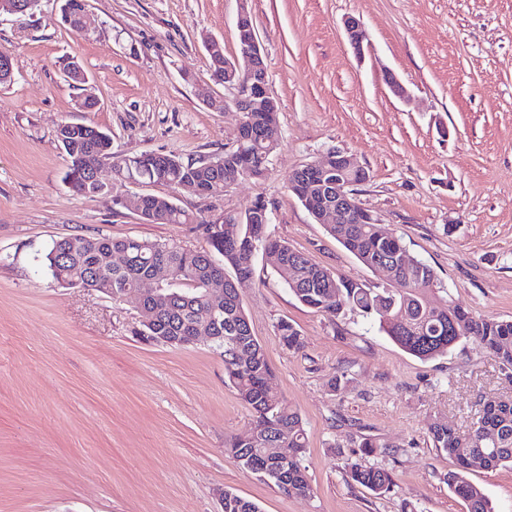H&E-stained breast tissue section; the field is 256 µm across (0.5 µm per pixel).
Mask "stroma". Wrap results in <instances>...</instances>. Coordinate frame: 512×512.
Wrapping results in <instances>:
<instances>
[{
	"label": "stroma",
	"instance_id": "35a3bbf8",
	"mask_svg": "<svg viewBox=\"0 0 512 512\" xmlns=\"http://www.w3.org/2000/svg\"><path fill=\"white\" fill-rule=\"evenodd\" d=\"M61 0L34 15L0 14V512H222L232 491L262 512H465L443 477L453 464L427 433L432 418L468 433L484 396H512L494 357L467 341L420 360L377 319H330L303 306L256 259L243 304L273 370L274 395L307 435L308 496L283 492L225 450L253 417L206 339L148 342L135 300L57 283L40 261L68 235L138 237L205 250L194 224H148L111 195L73 193L56 138L65 121L112 135L113 152L212 157L231 148L238 114L221 110L206 37L238 53V0H86L82 31ZM281 146L263 178L181 195L214 220L264 199L272 234L336 274L370 287L364 266L317 224L288 177L335 147L369 179L356 197L436 272L473 315L512 320V0H249ZM358 18L363 56L343 20ZM75 58L88 81L62 70ZM395 76L411 99L392 94ZM92 95L98 105L77 108ZM303 346L284 345L280 321ZM339 389H331L332 377ZM377 449L363 456L359 444ZM392 472L377 496L346 482L347 461ZM468 479L494 512H512V467Z\"/></svg>",
	"mask_w": 512,
	"mask_h": 512
}]
</instances>
